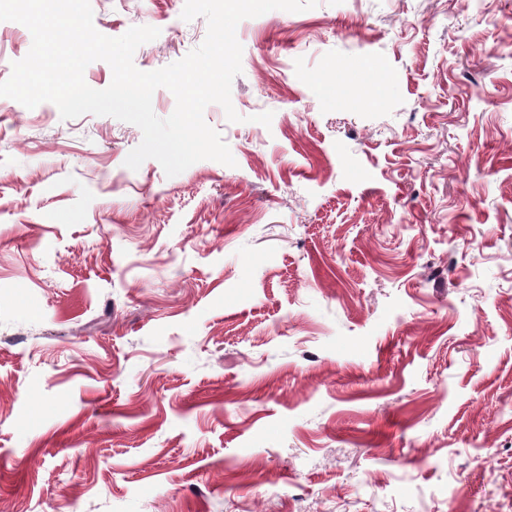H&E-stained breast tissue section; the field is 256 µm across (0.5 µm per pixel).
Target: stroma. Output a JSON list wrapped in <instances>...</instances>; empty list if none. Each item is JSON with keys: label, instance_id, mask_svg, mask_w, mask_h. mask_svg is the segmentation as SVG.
Here are the masks:
<instances>
[{"label": "stroma", "instance_id": "35a3bbf8", "mask_svg": "<svg viewBox=\"0 0 512 512\" xmlns=\"http://www.w3.org/2000/svg\"><path fill=\"white\" fill-rule=\"evenodd\" d=\"M90 2L159 29L142 71L207 33ZM236 37L232 167L134 171L137 126L0 102V512H512V0ZM31 45L0 21V81Z\"/></svg>", "mask_w": 512, "mask_h": 512}]
</instances>
